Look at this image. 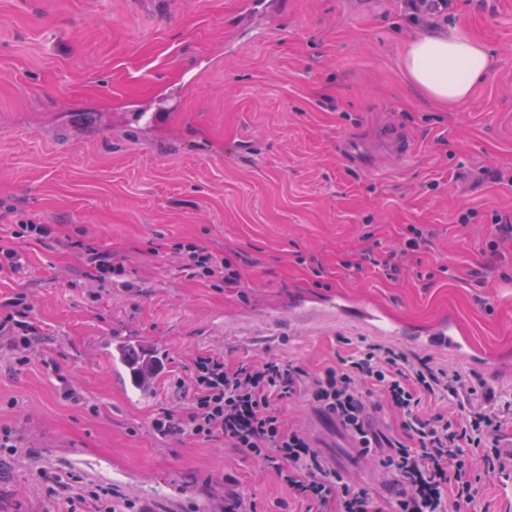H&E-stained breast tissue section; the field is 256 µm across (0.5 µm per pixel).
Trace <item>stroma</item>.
<instances>
[{
  "instance_id": "obj_1",
  "label": "stroma",
  "mask_w": 512,
  "mask_h": 512,
  "mask_svg": "<svg viewBox=\"0 0 512 512\" xmlns=\"http://www.w3.org/2000/svg\"><path fill=\"white\" fill-rule=\"evenodd\" d=\"M0 0V247L22 256L0 275V314L34 296L37 356L0 349V425L17 450L0 458V512H53L37 469L111 487L115 507L218 512L225 494L255 512H299L273 471L216 442L158 436L179 409L169 381L200 352L232 362L271 357L316 371L382 342L352 320L292 321L301 304L343 295L380 305L417 331L448 317L490 367L463 365L512 389V248L493 255L495 215H512V0H449L437 34L480 41L496 66L467 101L425 97L401 66L408 37L428 34L403 0ZM416 145L401 167L370 175L336 144L381 128ZM469 223H460L462 214ZM52 224L122 264L101 283L56 242L16 239ZM430 232L419 262L395 274L345 269L366 245ZM191 238L237 261L241 284L217 290L167 257ZM115 336L158 344L148 398L120 383L102 348ZM85 398L66 399L67 384ZM353 483L385 498L386 477L306 398L283 408ZM172 483L186 491L169 501ZM512 482L482 475L462 512H512ZM13 226L11 235L17 239L27 238L42 242L56 234L52 224H16Z\"/></svg>"
}]
</instances>
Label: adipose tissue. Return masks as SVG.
<instances>
[{
    "label": "adipose tissue",
    "instance_id": "ef3b65f1",
    "mask_svg": "<svg viewBox=\"0 0 512 512\" xmlns=\"http://www.w3.org/2000/svg\"><path fill=\"white\" fill-rule=\"evenodd\" d=\"M401 65L411 83L430 99L450 107L464 103L494 68L492 54L479 42L451 35L409 38Z\"/></svg>",
    "mask_w": 512,
    "mask_h": 512
}]
</instances>
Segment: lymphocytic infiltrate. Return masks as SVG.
Listing matches in <instances>:
<instances>
[{
	"mask_svg": "<svg viewBox=\"0 0 512 512\" xmlns=\"http://www.w3.org/2000/svg\"><path fill=\"white\" fill-rule=\"evenodd\" d=\"M170 250L190 278L216 289L237 287V264L193 240ZM12 313L0 317V346L16 365L32 362L39 337L23 316L26 294L13 298ZM176 388L188 394L185 413L164 411L152 422L161 436L182 435L224 441L275 471L305 512H377L368 490L349 484L329 469L309 435L289 427L281 407L303 396L339 425L361 453L389 475L388 512H461L478 489L471 479L474 456L501 474L512 473V456L500 447L499 433L512 425V394L487 386L458 370L410 363L393 348L366 344L340 363L311 373L276 359L228 364L223 354L195 355L187 378ZM446 402L443 411L424 412L428 400ZM382 404L400 419V439L381 444L368 408ZM60 512H113L112 491L89 486L75 475L39 473Z\"/></svg>",
	"mask_w": 512,
	"mask_h": 512,
	"instance_id": "lymphocytic-infiltrate-1",
	"label": "lymphocytic infiltrate"
}]
</instances>
